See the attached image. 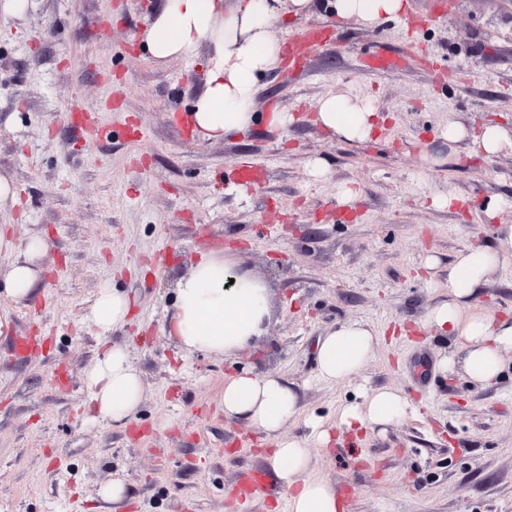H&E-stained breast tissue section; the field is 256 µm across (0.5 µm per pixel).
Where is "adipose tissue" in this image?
Returning a JSON list of instances; mask_svg holds the SVG:
<instances>
[{
	"label": "adipose tissue",
	"mask_w": 512,
	"mask_h": 512,
	"mask_svg": "<svg viewBox=\"0 0 512 512\" xmlns=\"http://www.w3.org/2000/svg\"><path fill=\"white\" fill-rule=\"evenodd\" d=\"M314 0H159L140 41L157 61L202 58L204 90L187 121L194 135L209 141L249 132L255 122V100L261 76L284 68L285 44L271 22L308 15ZM337 19L374 28L407 16L408 0H330ZM316 125L333 137L355 144L376 139L387 120L368 95L345 88L326 95L314 106ZM441 136L449 144L468 143L471 151L492 158L512 147V130L495 124L470 129L448 120ZM501 249L471 247L459 252L448 268V301L435 305L426 321L430 328L456 343L462 368L483 386L495 384L504 355L512 351V316L475 312L471 301L488 275L505 260L512 246V224L497 229ZM40 240H30L22 258L0 276V287L20 301L30 300L39 278ZM233 286H225V279ZM131 311L128 295L101 289L90 319L101 333L125 323ZM270 290L253 272L239 268L234 258L200 255L176 283V303L164 330L185 352L234 356L263 335L271 319ZM376 333L366 324L348 321L332 327L320 339L317 366L331 383L350 379L372 356ZM95 418L112 423L128 420L143 399L142 379L125 347L112 346L84 371ZM300 392L275 373L240 370L224 381V415L242 419L271 439L274 472L288 490L289 512H343L335 488L311 468L309 448L284 437L288 421L300 415ZM407 400L390 389H377L360 404L344 405L339 425L356 433L402 419Z\"/></svg>",
	"instance_id": "adipose-tissue-1"
}]
</instances>
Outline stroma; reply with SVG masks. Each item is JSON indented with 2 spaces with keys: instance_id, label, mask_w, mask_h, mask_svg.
Returning <instances> with one entry per match:
<instances>
[{
  "instance_id": "35a3bbf8",
  "label": "stroma",
  "mask_w": 512,
  "mask_h": 512,
  "mask_svg": "<svg viewBox=\"0 0 512 512\" xmlns=\"http://www.w3.org/2000/svg\"><path fill=\"white\" fill-rule=\"evenodd\" d=\"M158 0H33L0 14V175L15 197L0 225L15 249L44 243L30 301L0 291V512H288L260 434L224 416V380L245 367L301 392L286 436L305 418L335 428L340 408L375 389L413 406L398 422L312 447V467L348 512H512V352L494 385L472 384L452 340L424 329L448 298V267L469 247H499L512 223V149L492 159L448 146V119L512 127V0H409L405 20L370 29L325 9L273 32L297 60L262 78L257 111L278 106L286 129L256 124L212 142L185 115L201 94L200 61H154L139 36ZM400 57L375 71L368 58ZM376 98L386 131L362 145L312 122L339 85ZM109 125L92 138L74 107ZM355 192L351 205L336 190ZM456 203L436 208L432 196ZM504 202L488 219L489 200ZM229 254L272 291V317L236 357L186 353L164 333L178 277L200 252ZM436 265L426 267V257ZM134 297L106 335L87 320L98 292ZM512 315V264L472 302ZM359 321L373 356L343 383L317 373V342ZM124 345L144 388L126 423L92 419L84 370ZM267 487L236 492L245 467ZM125 497H101L112 480Z\"/></svg>"
}]
</instances>
